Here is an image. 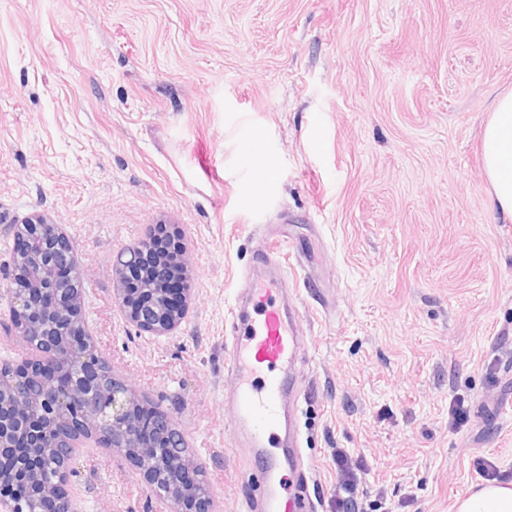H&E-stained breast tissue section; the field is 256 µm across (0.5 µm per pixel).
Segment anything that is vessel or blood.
I'll return each mask as SVG.
<instances>
[{"mask_svg":"<svg viewBox=\"0 0 512 512\" xmlns=\"http://www.w3.org/2000/svg\"><path fill=\"white\" fill-rule=\"evenodd\" d=\"M282 282L277 278L249 284L246 330L224 343L226 362L236 379L232 400L237 427L255 455H265L272 429L288 417L296 382L290 371L305 347L296 322L280 305ZM297 495L267 489L260 504L246 503L245 512H298Z\"/></svg>","mask_w":512,"mask_h":512,"instance_id":"b4317fda","label":"vessel or blood"}]
</instances>
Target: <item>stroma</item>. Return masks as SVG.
I'll list each match as a JSON object with an SVG mask.
<instances>
[{
    "instance_id": "obj_1",
    "label": "stroma",
    "mask_w": 512,
    "mask_h": 512,
    "mask_svg": "<svg viewBox=\"0 0 512 512\" xmlns=\"http://www.w3.org/2000/svg\"><path fill=\"white\" fill-rule=\"evenodd\" d=\"M509 89L512 0H0V358L30 355L3 286L40 214L113 379L171 419L209 512H241L263 484L224 404V340L277 243L314 512H333L340 448L367 467L362 512H456L486 483L477 459L512 482V222L480 144ZM160 224L190 285L165 336L115 292L117 256ZM72 467L85 512H174L123 452L90 443ZM46 237L50 242L51 252L69 253L70 247L65 235L56 224H50L41 216H33L25 219L20 225L16 226L14 232V257L16 264H13L10 282L14 281L20 272V258L22 254L30 252V237Z\"/></svg>"
}]
</instances>
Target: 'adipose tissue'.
<instances>
[{
    "label": "adipose tissue",
    "mask_w": 512,
    "mask_h": 512,
    "mask_svg": "<svg viewBox=\"0 0 512 512\" xmlns=\"http://www.w3.org/2000/svg\"><path fill=\"white\" fill-rule=\"evenodd\" d=\"M482 154L490 200L512 222V91L499 94L483 128ZM457 512H512V482L490 484L462 497Z\"/></svg>",
    "instance_id": "obj_1"
}]
</instances>
